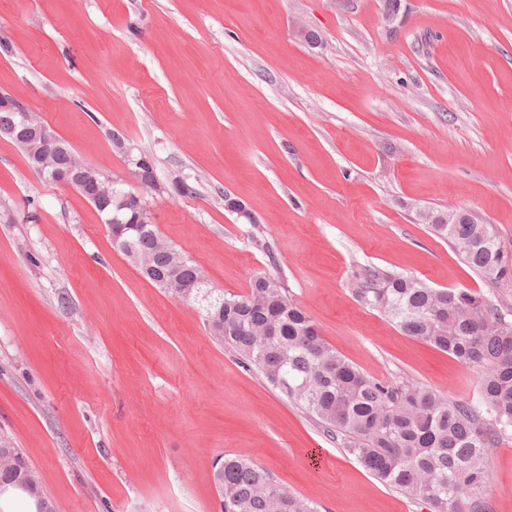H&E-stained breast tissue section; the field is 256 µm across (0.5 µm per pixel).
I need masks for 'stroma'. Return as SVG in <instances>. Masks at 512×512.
<instances>
[{"mask_svg":"<svg viewBox=\"0 0 512 512\" xmlns=\"http://www.w3.org/2000/svg\"><path fill=\"white\" fill-rule=\"evenodd\" d=\"M0 0V92L132 189L113 132L147 151L161 235L221 292L279 277L325 340L385 384L476 402L478 376L363 306L367 268L480 292L418 223L465 209L512 255V0ZM319 33L300 38L294 19ZM189 179L196 193H164ZM242 200L252 220L224 207ZM264 247H257V240ZM277 265H270L266 250ZM0 431L61 512H219L218 460L265 468L320 512H429L142 277L96 209L0 139ZM484 512H512V439Z\"/></svg>","mask_w":512,"mask_h":512,"instance_id":"35a3bbf8","label":"stroma"}]
</instances>
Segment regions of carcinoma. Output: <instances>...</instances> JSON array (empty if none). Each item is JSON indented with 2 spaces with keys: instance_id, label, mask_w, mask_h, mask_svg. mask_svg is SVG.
Instances as JSON below:
<instances>
[{
  "instance_id": "obj_1",
  "label": "carcinoma",
  "mask_w": 512,
  "mask_h": 512,
  "mask_svg": "<svg viewBox=\"0 0 512 512\" xmlns=\"http://www.w3.org/2000/svg\"><path fill=\"white\" fill-rule=\"evenodd\" d=\"M20 113L0 109V137L16 142ZM73 155L56 156L42 176L56 184ZM448 222L431 210L421 221L449 240L465 264L489 280H512V257L490 224H471L467 211ZM126 227L131 248L152 275L197 279L202 268L176 265L173 245L135 212L107 209ZM363 305L395 322L406 335L450 353L479 376L475 405L451 401L413 383L387 385L364 374L321 335L307 312L288 298L282 281L257 272L248 290L224 295V325L216 340L241 364L255 368L273 388L314 416L374 476L427 501L430 512H480L479 495L491 482L486 459L512 434V322L483 295L466 288L435 289L423 281L368 268L353 284ZM220 512H318L307 499L276 483L261 466L224 456L214 474ZM25 495L32 512H60L20 449L0 447V497Z\"/></svg>"
}]
</instances>
